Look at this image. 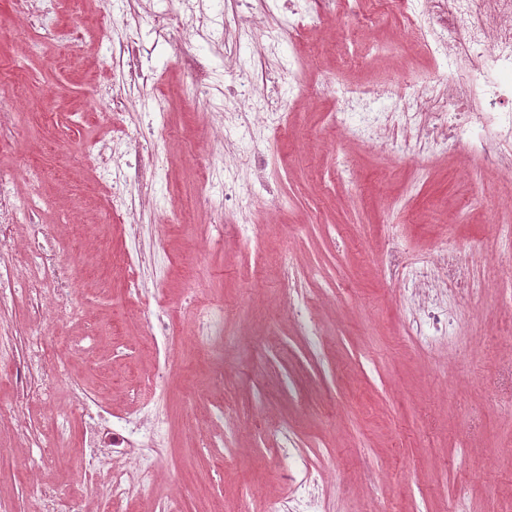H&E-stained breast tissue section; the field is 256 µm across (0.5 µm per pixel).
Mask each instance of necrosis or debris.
<instances>
[{
    "label": "necrosis or debris",
    "instance_id": "necrosis-or-debris-1",
    "mask_svg": "<svg viewBox=\"0 0 512 512\" xmlns=\"http://www.w3.org/2000/svg\"><path fill=\"white\" fill-rule=\"evenodd\" d=\"M176 2V7L152 13L149 34L138 42V55L152 57L158 44L169 42L177 31L196 42L221 39L225 71L232 77L233 106L213 103V72L189 53L181 58L188 77L184 93L208 106L221 126L237 130L252 144L244 162L254 175L253 182L242 187L228 177L200 187L197 203L210 213L212 224L223 223L227 201L244 195L253 199L255 207L282 209V197L270 186L267 172L278 158L289 112L311 94L335 93L336 109L327 115L328 127H347L365 143L383 140L388 124L400 123L404 136L394 150L404 158L434 154L447 148L450 137L469 134L470 153L486 168L498 171L507 193H512V0H391L392 12L410 29L415 47L434 57L433 75L424 80L396 76L374 87L340 89L335 74L323 70L315 84L298 88L292 100L269 91L272 72L265 69L261 57L243 59L242 45L263 46L271 55L278 54L284 44L295 48L297 66L289 71L295 77L314 50L307 40L309 29L336 23L350 32H364L379 25L381 15H364L360 0H317L315 14L299 13L280 28L271 22L279 0H230L233 9L217 31L207 14L197 13L201 0ZM83 153L92 169L111 178L105 211L114 222L135 226L130 188L150 183L161 161L159 152L144 148L123 131L108 140L90 141ZM17 182L15 169L0 166V365L8 367L16 390L14 400L0 406V420H10L23 440L28 398L53 402L65 364L38 325H31L27 342L17 346L10 314L23 305L41 316L45 300L56 298L63 302L66 316L74 319L79 302L76 269L61 260L56 225L37 220L46 198L34 190L18 200ZM381 265L386 279L402 282L405 292L421 298L422 323L431 335L458 336L457 309L472 305L478 290L466 258L456 248L443 241L432 254L416 255L391 235ZM437 283L448 285L456 302L444 305L427 298V290ZM70 390V416L53 420L58 437L66 439L73 418H81L89 449L84 467L111 473L104 494L120 512L130 498L144 493L145 486L117 471V457H136L140 470L150 471L163 455L164 422L156 410L145 406L131 414H112L78 381H71Z\"/></svg>",
    "mask_w": 512,
    "mask_h": 512
}]
</instances>
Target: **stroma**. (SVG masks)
I'll return each instance as SVG.
<instances>
[{
    "mask_svg": "<svg viewBox=\"0 0 512 512\" xmlns=\"http://www.w3.org/2000/svg\"><path fill=\"white\" fill-rule=\"evenodd\" d=\"M55 17L86 34L81 50L35 36L0 39V86L24 89L0 163L40 173L43 221L73 225L78 239L68 258L85 321L44 325L71 377L113 412L138 399L169 417V445L128 512H160L173 496L182 512H271L293 493L290 475L299 469L318 484L326 512H512V261L499 252L495 224L512 204L497 175L462 140L407 161L342 135L317 140L336 109L332 97L318 96L296 111L270 170L287 210L255 211L246 238L229 227L223 240L205 236L209 214L190 207L210 175L202 153L224 151L240 185L253 174L239 161V143L210 138L202 104L184 97L181 44L163 47L152 59L162 85L141 89L133 106L146 114L154 97H166L173 143L155 205L140 213L138 243L155 257L138 275L148 288L164 283L181 335L150 352L139 315L154 307L129 298L125 269L110 263L132 244L100 208L105 184L82 153L101 133L90 109L98 81L130 77L100 49L122 34L104 0H56ZM408 39L394 16L356 39L337 28L309 35L335 42L328 64L346 85H377L402 64L434 71L431 57L407 53ZM180 208L184 221L167 223ZM391 224L414 253L454 243L484 282L454 342L428 347L411 335L410 303L381 275ZM285 253L288 274L279 263ZM190 284L223 306L206 352L195 335L196 303L185 295ZM288 285L302 303L295 320L282 305ZM88 334L98 337L93 357L69 354L67 342ZM69 410L63 384L54 407L29 399L31 446L0 427V512H32L50 485L62 500L83 497L89 512H111L99 495L110 473L68 474L45 460L51 421Z\"/></svg>",
    "mask_w": 512,
    "mask_h": 512,
    "instance_id": "obj_1",
    "label": "stroma"
}]
</instances>
